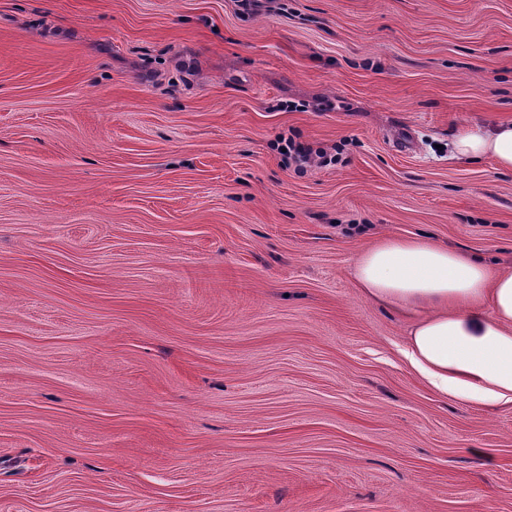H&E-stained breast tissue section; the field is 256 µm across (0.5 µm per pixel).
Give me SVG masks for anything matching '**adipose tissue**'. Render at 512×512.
<instances>
[{"mask_svg":"<svg viewBox=\"0 0 512 512\" xmlns=\"http://www.w3.org/2000/svg\"><path fill=\"white\" fill-rule=\"evenodd\" d=\"M457 157L512 172V122L471 124ZM368 299L423 310L408 330L410 364L437 391L479 406H512V273L426 238L386 239L355 262Z\"/></svg>","mask_w":512,"mask_h":512,"instance_id":"ef3b65f1","label":"adipose tissue"}]
</instances>
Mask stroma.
Listing matches in <instances>:
<instances>
[{"instance_id": "1", "label": "stroma", "mask_w": 512, "mask_h": 512, "mask_svg": "<svg viewBox=\"0 0 512 512\" xmlns=\"http://www.w3.org/2000/svg\"><path fill=\"white\" fill-rule=\"evenodd\" d=\"M499 120L512 0H0V512H512V408L352 276L512 272V172L450 146ZM281 144V147L278 145L281 154L286 159L295 163L297 169L303 170L311 166H327L336 161V155L331 156L321 150L313 151L311 148L296 143L292 139H283ZM282 149H286V152H282Z\"/></svg>"}]
</instances>
